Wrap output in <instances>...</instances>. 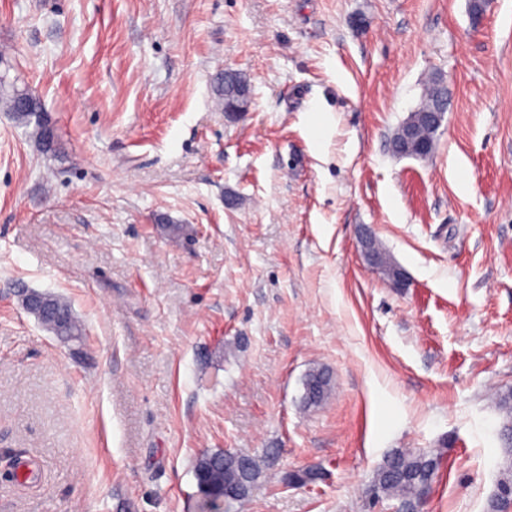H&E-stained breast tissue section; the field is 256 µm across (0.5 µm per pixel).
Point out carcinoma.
<instances>
[{"label": "carcinoma", "mask_w": 512, "mask_h": 512, "mask_svg": "<svg viewBox=\"0 0 512 512\" xmlns=\"http://www.w3.org/2000/svg\"><path fill=\"white\" fill-rule=\"evenodd\" d=\"M248 77L234 69H226L218 77L215 86L217 104L220 108L234 103L246 109L251 102L252 92ZM27 93L0 78V104L11 112L16 123L35 125L36 137L45 151H56L57 141L47 138L40 99L29 98L27 109L18 108V101ZM415 111H448V86L441 78H432L424 90ZM439 129L427 122L415 125L417 138L427 142L430 150H435ZM22 299L30 304L28 313L55 336H73L82 338L84 329L75 315L71 304L64 297L37 291H25ZM332 389V379L328 371L313 369L305 377L303 402L307 406L321 404ZM497 404L505 414L501 437L506 447H512V390L497 394ZM443 449L434 450H396L376 469L373 476L370 495L380 500H396L401 505L427 503L432 484L439 469ZM194 475L198 489L204 500L210 504L224 502L227 507L233 504L243 505L249 500L263 475V460L241 450H220L203 452L196 457ZM512 507V463H507L498 481L497 491L490 503L491 512H508Z\"/></svg>", "instance_id": "carcinoma-1"}]
</instances>
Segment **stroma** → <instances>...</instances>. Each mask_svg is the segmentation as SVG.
<instances>
[{
  "instance_id": "stroma-1",
  "label": "stroma",
  "mask_w": 512,
  "mask_h": 512,
  "mask_svg": "<svg viewBox=\"0 0 512 512\" xmlns=\"http://www.w3.org/2000/svg\"><path fill=\"white\" fill-rule=\"evenodd\" d=\"M0 50L63 147L0 111V512H212L206 450L264 457L248 512H396L367 488L398 448L444 451L428 512H489L512 458V0L477 25L468 0H0ZM227 68L252 85L236 120ZM433 75L437 148L395 156ZM22 288L66 297L81 345ZM315 367L334 388L307 408ZM247 89H249L248 92ZM215 92L217 104L222 110L226 105L234 103L246 111L251 102L250 81L244 73L238 70L225 69L224 73L218 77Z\"/></svg>"
}]
</instances>
